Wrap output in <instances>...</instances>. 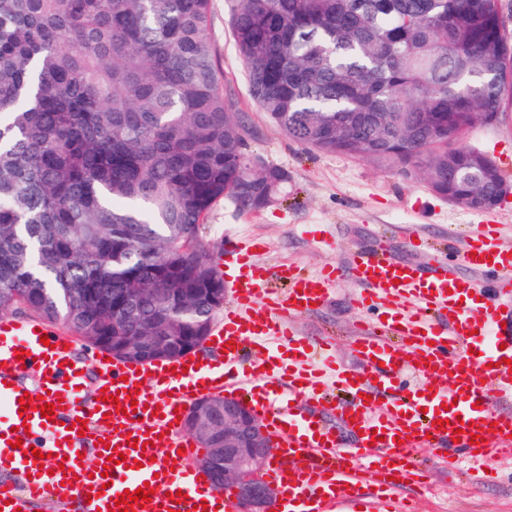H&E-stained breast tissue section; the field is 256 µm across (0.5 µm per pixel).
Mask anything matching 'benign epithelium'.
I'll list each match as a JSON object with an SVG mask.
<instances>
[{"label":"benign epithelium","instance_id":"1","mask_svg":"<svg viewBox=\"0 0 512 512\" xmlns=\"http://www.w3.org/2000/svg\"><path fill=\"white\" fill-rule=\"evenodd\" d=\"M174 341L173 336H114L112 352L147 363L151 356L171 350ZM183 425L205 447L199 467L221 475L222 488L234 492L238 512H269L275 489L260 473L277 448L263 419L247 402L229 396H202L188 406Z\"/></svg>","mask_w":512,"mask_h":512}]
</instances>
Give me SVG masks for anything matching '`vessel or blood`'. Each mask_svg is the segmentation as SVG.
Segmentation results:
<instances>
[{"label": "vessel or blood", "instance_id": "1", "mask_svg": "<svg viewBox=\"0 0 512 512\" xmlns=\"http://www.w3.org/2000/svg\"><path fill=\"white\" fill-rule=\"evenodd\" d=\"M259 249L254 242L233 250V301L210 333L211 358L104 360L91 393L70 336L39 319H0V472L7 476L0 512L72 498L82 512H113L125 491L145 485L154 494L144 512H236L234 499L197 467L201 450L182 428V411L197 395L228 394L262 410L280 452L267 471L275 512H333L365 490L389 507V475L413 479L414 457L426 448L479 464L512 457V307L504 303L512 298V250L499 246L497 225H478L463 239L466 277L444 263L427 274L383 250L302 276L259 262ZM490 271L500 275L492 298L476 280ZM345 277L359 287L365 314L354 342L359 372L336 365L329 340L300 336L290 322L323 305ZM277 278L287 281L286 293L274 287ZM409 368L418 377L413 386L405 381ZM23 372L36 374L53 414L36 410L23 419ZM330 382L346 402L330 400ZM105 393L119 402L102 401ZM327 406L358 434L355 453L341 451L320 416ZM15 439L21 447H12ZM108 447L125 464L108 463Z\"/></svg>", "mask_w": 512, "mask_h": 512}]
</instances>
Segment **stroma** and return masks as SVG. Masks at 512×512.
Here are the masks:
<instances>
[{"label": "stroma", "mask_w": 512, "mask_h": 512, "mask_svg": "<svg viewBox=\"0 0 512 512\" xmlns=\"http://www.w3.org/2000/svg\"><path fill=\"white\" fill-rule=\"evenodd\" d=\"M213 48L224 70V88L247 130L249 150L287 170L286 198L260 212H243L228 200L218 203L201 228L215 256L239 242L259 241L257 258L272 267L293 265L314 273L325 264L348 258L372 246L378 230H385L393 255L420 266L425 253L408 244L416 233L445 244L449 260H456L455 241L479 224L500 225L499 244L512 248V192L493 208L472 210L436 196L422 175L398 166L318 152L290 139L271 126L249 94L244 66L237 55L224 14V0H211ZM499 165L512 185V117L481 124L459 138ZM358 288L340 280L328 302L315 312L294 317L293 325L306 336H326L331 352L351 369H360L352 352L361 311L355 303ZM426 485L403 483L395 498L414 501L417 512H512V460L494 464L498 480L475 485L466 461L445 463L423 452Z\"/></svg>", "instance_id": "35a3bbf8"}]
</instances>
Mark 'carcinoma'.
<instances>
[{"instance_id":"cac0c4a2","label":"carcinoma","mask_w":512,"mask_h":512,"mask_svg":"<svg viewBox=\"0 0 512 512\" xmlns=\"http://www.w3.org/2000/svg\"><path fill=\"white\" fill-rule=\"evenodd\" d=\"M211 0H0V310L112 351L169 320L199 336L224 281L200 226L287 195L247 149ZM259 111L310 148L423 169L442 198L499 203L501 170L454 145L512 112L499 0H225Z\"/></svg>"}]
</instances>
